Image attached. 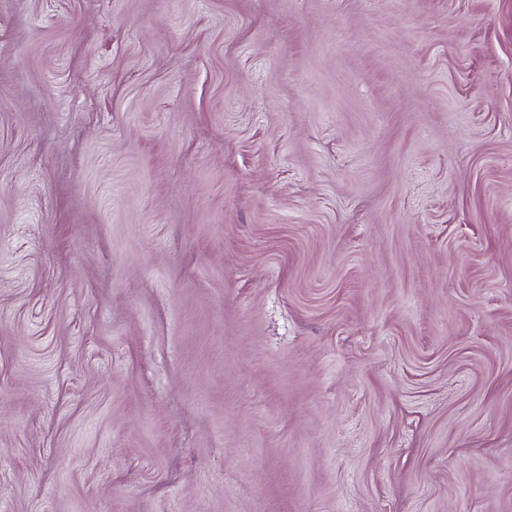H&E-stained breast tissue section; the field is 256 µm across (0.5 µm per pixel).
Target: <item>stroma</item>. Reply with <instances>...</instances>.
Returning a JSON list of instances; mask_svg holds the SVG:
<instances>
[{
  "label": "stroma",
  "instance_id": "stroma-1",
  "mask_svg": "<svg viewBox=\"0 0 512 512\" xmlns=\"http://www.w3.org/2000/svg\"><path fill=\"white\" fill-rule=\"evenodd\" d=\"M0 512H512V0H0Z\"/></svg>",
  "mask_w": 512,
  "mask_h": 512
}]
</instances>
